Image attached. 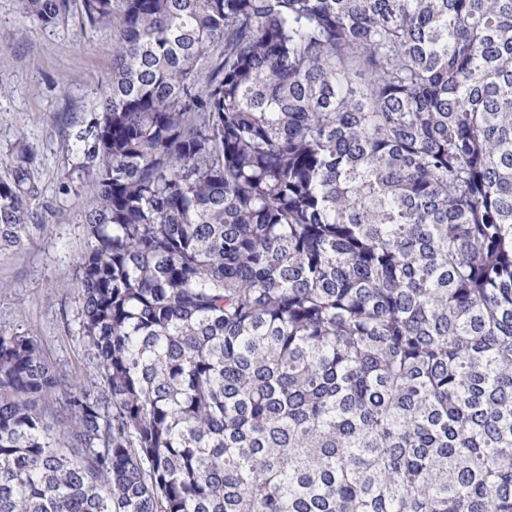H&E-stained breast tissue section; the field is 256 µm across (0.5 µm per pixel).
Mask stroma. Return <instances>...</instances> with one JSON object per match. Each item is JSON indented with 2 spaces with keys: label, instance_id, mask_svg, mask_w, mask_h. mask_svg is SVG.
I'll use <instances>...</instances> for the list:
<instances>
[{
  "label": "stroma",
  "instance_id": "stroma-1",
  "mask_svg": "<svg viewBox=\"0 0 512 512\" xmlns=\"http://www.w3.org/2000/svg\"><path fill=\"white\" fill-rule=\"evenodd\" d=\"M112 30L79 19L47 27L0 0V176L27 147L41 185L27 239L0 252V332L34 335L57 372L100 380L79 333L75 266L93 206L87 148L112 74Z\"/></svg>",
  "mask_w": 512,
  "mask_h": 512
}]
</instances>
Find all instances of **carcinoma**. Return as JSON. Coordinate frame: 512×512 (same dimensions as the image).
Here are the masks:
<instances>
[{"label": "carcinoma", "instance_id": "cac0c4a2", "mask_svg": "<svg viewBox=\"0 0 512 512\" xmlns=\"http://www.w3.org/2000/svg\"><path fill=\"white\" fill-rule=\"evenodd\" d=\"M21 2L112 27L103 382L0 334V512H512V0Z\"/></svg>", "mask_w": 512, "mask_h": 512}]
</instances>
